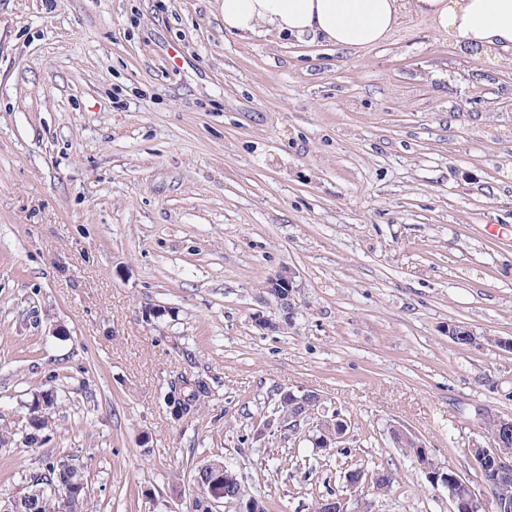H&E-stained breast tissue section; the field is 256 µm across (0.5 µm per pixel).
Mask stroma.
I'll use <instances>...</instances> for the list:
<instances>
[{
    "label": "stroma",
    "mask_w": 512,
    "mask_h": 512,
    "mask_svg": "<svg viewBox=\"0 0 512 512\" xmlns=\"http://www.w3.org/2000/svg\"><path fill=\"white\" fill-rule=\"evenodd\" d=\"M286 267L294 318L261 331ZM460 322L475 344L449 338ZM495 336L512 339V66L413 15L339 51L238 39L221 0H0V499L72 455L90 512H188L208 460L269 512L328 494L448 512L389 431L484 491L478 418L512 417ZM178 375L210 387L181 421ZM280 388L320 393L344 447L258 435ZM356 466L391 492L351 495ZM57 407L56 398L50 392H45L40 397L35 398L27 408L26 424L30 432L27 434L30 443L38 439L40 433L44 430L49 429L52 423L53 414ZM32 414L35 416L32 421H28V417Z\"/></svg>",
    "instance_id": "1"
}]
</instances>
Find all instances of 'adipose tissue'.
Returning a JSON list of instances; mask_svg holds the SVG:
<instances>
[{"instance_id":"obj_1","label":"adipose tissue","mask_w":512,"mask_h":512,"mask_svg":"<svg viewBox=\"0 0 512 512\" xmlns=\"http://www.w3.org/2000/svg\"><path fill=\"white\" fill-rule=\"evenodd\" d=\"M224 28L241 37L305 36L339 50L381 42L412 14L435 21L455 44L492 55L512 51V0H222Z\"/></svg>"}]
</instances>
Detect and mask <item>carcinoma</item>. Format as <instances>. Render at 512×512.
<instances>
[{
	"label": "carcinoma",
	"mask_w": 512,
	"mask_h": 512,
	"mask_svg": "<svg viewBox=\"0 0 512 512\" xmlns=\"http://www.w3.org/2000/svg\"><path fill=\"white\" fill-rule=\"evenodd\" d=\"M197 389L188 394L186 401L174 398L175 388H170L165 393L164 402L169 413L180 420L188 415L193 402L200 394L207 392L203 382H196ZM57 407L53 394L45 392L35 398L28 407L27 414L32 416V421L27 423L29 433L28 440L35 441L40 433L51 426L53 414ZM300 410V403L289 397H278V413L283 421L293 418ZM480 428L485 436L492 440L498 450L509 448L512 450V432L503 431L500 419L495 414H488L482 418ZM471 455L479 462L483 477L494 476L495 453L489 447H481L470 450ZM192 481L208 487L215 485L223 489L229 486H238L240 479L231 469H204L202 465L193 468ZM66 484L74 488L73 496L68 502L63 503L57 499V493L61 485ZM394 478L388 471L376 469L372 472L370 489L377 494H384L392 488ZM15 512H84L87 506V482L84 475V467L77 463V459L71 456L49 458L40 471L29 477L26 492L12 498Z\"/></svg>",
	"instance_id": "obj_1"
}]
</instances>
